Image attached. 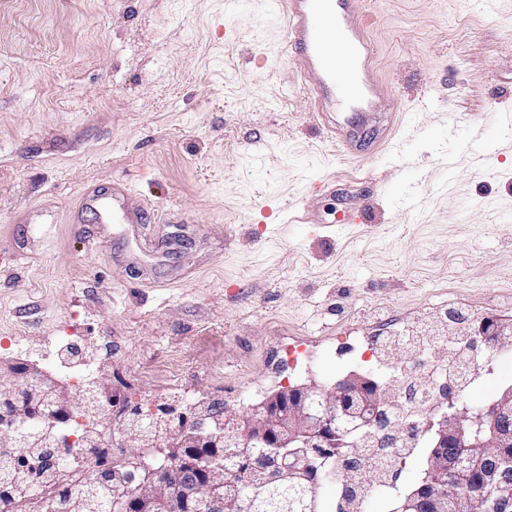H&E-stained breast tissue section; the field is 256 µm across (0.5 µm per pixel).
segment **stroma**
I'll return each mask as SVG.
<instances>
[{
    "instance_id": "stroma-1",
    "label": "stroma",
    "mask_w": 512,
    "mask_h": 512,
    "mask_svg": "<svg viewBox=\"0 0 512 512\" xmlns=\"http://www.w3.org/2000/svg\"><path fill=\"white\" fill-rule=\"evenodd\" d=\"M405 122L348 161L323 139L274 0H0V361L77 328L101 387L144 407L368 372L415 321L512 322V0H368ZM127 185L153 224H104ZM321 224L288 222L287 207ZM365 223L334 231L337 212ZM309 359L289 368L286 344ZM387 362H406L403 347ZM512 387V349L462 393ZM92 200L97 203L98 208L105 215H109L117 211L125 210L127 195L124 187L114 184L112 187V196H94Z\"/></svg>"
}]
</instances>
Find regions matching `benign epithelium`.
Segmentation results:
<instances>
[{
  "label": "benign epithelium",
  "mask_w": 512,
  "mask_h": 512,
  "mask_svg": "<svg viewBox=\"0 0 512 512\" xmlns=\"http://www.w3.org/2000/svg\"><path fill=\"white\" fill-rule=\"evenodd\" d=\"M475 336H494L497 346L512 344V324L505 326L493 319H487L475 327ZM435 392L434 411L424 420L421 431L426 434L430 447L427 467L448 465L450 468L466 470L477 465L473 457L448 452L450 448H497L512 446V388L505 391L483 411L490 431V438L482 442L471 440L465 426L471 420L470 410L461 402L459 393L448 389V374L444 373L432 385ZM85 399L81 404L80 423L87 432L98 436L107 434L112 443L123 440H137L142 448L156 445L159 437L169 440L168 447L175 448L198 439H207L215 445L232 447L235 442H224V424L233 422L235 409L224 406V416L220 417L207 410V403L198 402L191 406L193 427L176 435L163 426V418L156 412L147 415L150 426L131 422L120 414H109L102 403L101 386L92 379L85 387ZM0 394L16 396L22 403L17 415L23 416L32 407H49L53 414L41 419L39 441L53 445L61 437L68 419L72 417L63 385L52 379L35 364L15 362L0 365ZM347 396L357 397L349 408L343 405ZM394 394L376 381L358 372H351L336 381L332 387L307 384L281 390L269 395L253 406L254 415L242 431V440L237 445L245 448L254 441L271 435L277 437L275 445L286 448L290 443L315 430L330 428L336 423V411H341L345 424L342 437L348 438L346 445L355 446L356 432L381 441L391 435L411 434L417 422L404 421L397 425L380 416V407L391 403ZM461 404L452 415L438 413L444 405ZM27 443L21 436L15 418L0 419V451L8 453ZM176 484L183 497L190 496L207 504L209 512H224L223 486L203 481L194 469L176 467L175 481L158 473L147 476L141 487H151L158 491L156 505L159 512H169L174 499L169 494L171 484Z\"/></svg>",
  "instance_id": "7a95c632"
}]
</instances>
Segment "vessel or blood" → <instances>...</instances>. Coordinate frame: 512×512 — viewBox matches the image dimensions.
<instances>
[{
	"label": "vessel or blood",
	"mask_w": 512,
	"mask_h": 512,
	"mask_svg": "<svg viewBox=\"0 0 512 512\" xmlns=\"http://www.w3.org/2000/svg\"><path fill=\"white\" fill-rule=\"evenodd\" d=\"M283 46L328 141L347 157L366 155L391 116L371 111L392 91L377 72L370 20L357 0H277Z\"/></svg>",
	"instance_id": "vessel-or-blood-1"
}]
</instances>
